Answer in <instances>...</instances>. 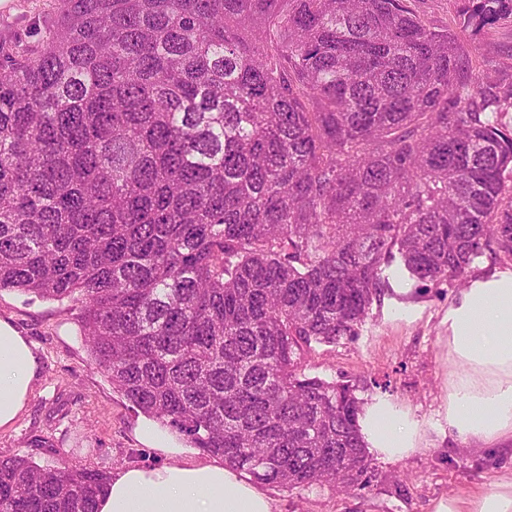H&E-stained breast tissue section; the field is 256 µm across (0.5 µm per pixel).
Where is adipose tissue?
<instances>
[{"instance_id":"obj_1","label":"adipose tissue","mask_w":512,"mask_h":512,"mask_svg":"<svg viewBox=\"0 0 512 512\" xmlns=\"http://www.w3.org/2000/svg\"><path fill=\"white\" fill-rule=\"evenodd\" d=\"M441 343L448 394L436 428L443 439L474 452L512 449V272L473 280L448 307ZM40 372L31 343L0 320V430L13 426ZM360 432L378 458L395 461L430 449L414 412L391 397L368 401ZM141 442L165 459L112 474L98 512H275L273 499L223 460L200 459L178 446L153 418L141 422ZM434 512H512V467L490 488L439 500Z\"/></svg>"}]
</instances>
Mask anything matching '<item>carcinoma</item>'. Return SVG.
Masks as SVG:
<instances>
[{"label": "carcinoma", "instance_id": "obj_1", "mask_svg": "<svg viewBox=\"0 0 512 512\" xmlns=\"http://www.w3.org/2000/svg\"><path fill=\"white\" fill-rule=\"evenodd\" d=\"M0 66V290L73 303L133 406L281 488L369 482L353 386L309 377L381 297L512 258V0H63ZM104 471L0 457V512H96ZM457 0H408V5L426 23L438 27L453 26ZM476 63L494 65L502 54L512 53V23L503 22L470 42Z\"/></svg>", "mask_w": 512, "mask_h": 512}]
</instances>
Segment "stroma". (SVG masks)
I'll list each match as a JSON object with an SVG mask.
<instances>
[{"mask_svg": "<svg viewBox=\"0 0 512 512\" xmlns=\"http://www.w3.org/2000/svg\"><path fill=\"white\" fill-rule=\"evenodd\" d=\"M60 6V0H0V44L40 46ZM471 47L477 63L494 65L500 55L512 53V23L473 38ZM384 275L381 301L356 336L313 345L303 370L352 385L365 402L391 395L431 425L448 393L440 338L448 333L445 316L460 287L454 281L417 283L396 262ZM401 308L411 309V316L397 318ZM76 316L66 301L0 291V319L33 344L41 364L25 410L13 428L0 431V456L106 472L158 464L138 440L141 413L92 362ZM511 462L496 451L478 455L441 445L397 462L373 459L368 484L346 491L326 484L293 490L271 486L267 492L277 512H433L439 499L488 488Z\"/></svg>", "mask_w": 512, "mask_h": 512, "instance_id": "stroma-1", "label": "stroma"}]
</instances>
